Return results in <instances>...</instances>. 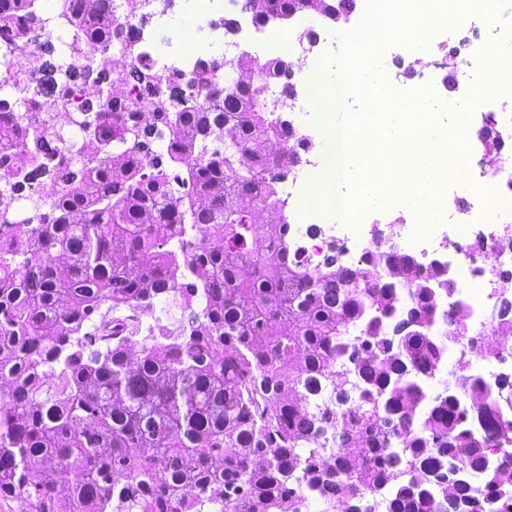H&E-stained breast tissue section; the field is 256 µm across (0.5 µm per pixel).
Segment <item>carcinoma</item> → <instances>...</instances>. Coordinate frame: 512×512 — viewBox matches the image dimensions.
I'll use <instances>...</instances> for the list:
<instances>
[{
  "label": "carcinoma",
  "instance_id": "cac0c4a2",
  "mask_svg": "<svg viewBox=\"0 0 512 512\" xmlns=\"http://www.w3.org/2000/svg\"><path fill=\"white\" fill-rule=\"evenodd\" d=\"M303 1L246 7L261 26ZM34 3L0 0L12 48L41 58L32 78L13 57L23 107L0 99V193L31 205L0 215L18 225L0 237V375L14 383L0 392V512L14 497L31 512H300L316 498L344 512H512L494 461L512 458L499 448L512 374L492 391L457 364L443 393L425 385L445 341L469 335L458 282L396 247L366 251L363 271L331 253L311 266L286 224L282 261L267 264L257 217L278 205L268 172L282 163L250 145L288 138L267 116L268 85L289 94L281 62L236 58L251 79L223 94L218 72L188 78L151 59L130 24L115 27L112 0H60L76 17L61 73L54 47L32 40ZM323 8L334 23L356 0ZM114 49L132 64L111 66ZM116 84L150 112L111 98ZM32 108L93 120L106 161L73 149L65 126L34 124ZM229 121L236 141L209 147ZM170 292L187 324L159 329L130 369L135 311Z\"/></svg>",
  "mask_w": 512,
  "mask_h": 512
}]
</instances>
